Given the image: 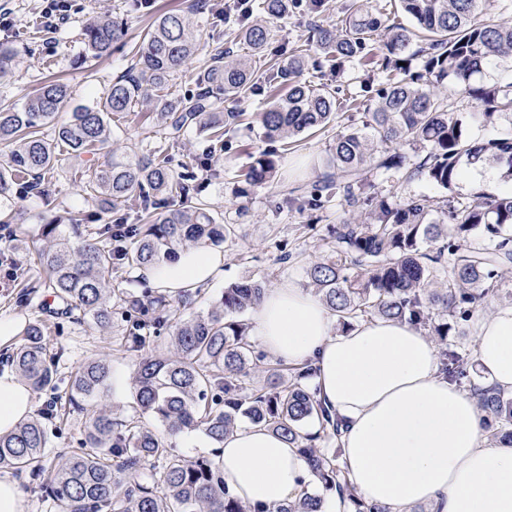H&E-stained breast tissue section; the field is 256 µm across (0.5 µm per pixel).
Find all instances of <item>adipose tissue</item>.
<instances>
[{"instance_id":"1","label":"adipose tissue","mask_w":512,"mask_h":512,"mask_svg":"<svg viewBox=\"0 0 512 512\" xmlns=\"http://www.w3.org/2000/svg\"><path fill=\"white\" fill-rule=\"evenodd\" d=\"M224 272L221 252L195 247L172 262L141 269L164 293L196 290ZM325 303L288 283L265 291L252 313L264 351L290 363H312L319 395L342 421L343 465L366 501L383 512H512V447L493 445L468 391L439 373L434 342L389 319L342 332ZM477 384L512 395V304L475 324ZM33 412L30 389L0 374V435ZM224 481L251 506L295 499L316 479L299 450L265 426L247 424L218 450Z\"/></svg>"}]
</instances>
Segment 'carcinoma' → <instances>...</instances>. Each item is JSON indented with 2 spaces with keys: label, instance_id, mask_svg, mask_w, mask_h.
<instances>
[{
  "label": "carcinoma",
  "instance_id": "obj_1",
  "mask_svg": "<svg viewBox=\"0 0 512 512\" xmlns=\"http://www.w3.org/2000/svg\"><path fill=\"white\" fill-rule=\"evenodd\" d=\"M479 0H398L391 13L373 14L349 0L343 17L330 27L315 28L316 43L334 72L367 54L381 57L393 71L375 90L374 108L336 135L324 180L298 199L314 208L323 195H339L349 217L329 226L324 255L309 263L306 275L315 295L348 327L360 320L387 318L427 331L440 346V373L449 383L467 387L477 399L488 438L512 446V395L471 384L466 353L448 342L456 327L472 321L498 296L503 277L512 272V192L500 196L451 197L436 206L426 196L397 202L388 195H366L362 187L373 169L406 170V178L424 176L448 189L460 177V162L490 160L507 164L512 180V131L487 141L465 135L466 120L448 111L449 92L482 108L472 118L487 125L512 111V84L501 87L477 81L484 69H497L512 57V23L479 19ZM263 17L240 29L239 41L259 62L218 50L198 73L200 92L193 98L153 100L146 86L164 90L200 47V34L180 13H163L144 32L138 60L105 89L94 107L79 106L57 121L70 93L54 80L30 96L22 108L0 105V144L9 147L0 164V200L43 182L60 157L96 154L110 142L109 118L140 102L153 108L157 126L173 135L194 123L220 142L243 113L216 117L213 94L226 98L242 92H265L270 101L256 121L269 141H288L328 124L342 102L328 83L297 80L307 60L295 50L288 60L266 57L271 28L288 0H261ZM85 58L109 55L122 30L108 18H96L83 30ZM420 38L421 70L411 69L412 42ZM53 127V136L43 128ZM419 146L424 157L413 167L399 152ZM280 155H252L236 188L247 197L278 174ZM194 171L173 172L159 157H114L83 172L82 190L99 205L94 226L80 231L89 216L67 212L68 224H46L32 241L44 284L52 290L54 314L91 329L112 326V288L107 276L120 267L142 268L165 260L188 243L218 245L234 233L199 206L149 209L151 197L187 199L199 190ZM133 210L145 224L112 223V214ZM265 292V282L245 276L224 288L204 314L183 321L180 307L195 303L200 290L186 291L173 305L168 296L123 292L130 313L124 347L136 357L132 376L135 416L117 421L101 406L87 422L80 451L59 455L51 465L45 496L58 512H263L244 505L224 483L214 457L186 458L143 427L138 417L152 415L171 437L200 431L224 443L241 421L262 424L299 448L318 482L347 498L353 512H383L351 487L339 462L341 421L309 385L315 368L309 362L290 368L288 383L272 375L254 381L264 355L256 350L250 326L241 319ZM171 331L166 353L146 352L150 338ZM23 343L11 354L12 366L33 389L54 387L56 363L47 357L45 324L24 328ZM112 378L106 360L80 367L70 380L72 399L96 402ZM49 409L0 435V470H46ZM310 420L314 433L304 430ZM323 498L307 492L275 512H320Z\"/></svg>",
  "mask_w": 512,
  "mask_h": 512
}]
</instances>
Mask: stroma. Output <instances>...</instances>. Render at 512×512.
<instances>
[{
  "instance_id": "stroma-1",
  "label": "stroma",
  "mask_w": 512,
  "mask_h": 512,
  "mask_svg": "<svg viewBox=\"0 0 512 512\" xmlns=\"http://www.w3.org/2000/svg\"><path fill=\"white\" fill-rule=\"evenodd\" d=\"M347 0H328L329 8L320 14L311 13L309 0H295L288 15L274 23V38L269 53L290 55L291 51L306 44L314 25L327 26L336 22ZM192 0H69V19L65 25L51 28L42 24L44 0H0V8L9 9L12 25L0 31V42L14 50L8 73L0 78V101L22 104L42 83L51 78L63 80L69 87L70 104L95 105L112 81L123 75L132 62V49L138 44L143 31L154 17L168 11L189 15L191 21L201 25V49L197 57L170 82L167 95L177 98L196 90V77L216 47L233 48L236 54H248L246 45L236 42L235 35L244 24L245 17L236 7L224 6L222 0H207L210 10H225L226 20L220 36H213L204 25L205 17L193 12ZM95 13L109 15L124 30L123 39L114 45L109 56L88 61L84 58L82 30L87 19ZM389 78L388 70L378 62L346 63L335 83L345 93L359 95L363 85L380 88ZM267 96L262 92L249 93L221 100L220 111L239 112L243 118L226 137L225 146H216L207 134L197 128L181 131L176 140H169L157 131L152 114L138 105L131 111L113 115L110 127L112 146L102 150L99 161H107L112 154L141 155L157 152L166 158L169 166L182 169L194 167L200 184L198 196L189 197V204L203 202L223 224L235 225L237 235L220 244L224 255V276L202 291L191 309L182 311L188 319L207 312L217 301L225 286L242 276L251 275L264 281L266 287L276 288L292 281L307 287L306 266L321 256L322 238L326 227L339 223L347 215L338 200L324 202L317 211L287 207L284 200L299 195L325 172L324 159L328 156L337 133L348 123V109L337 111L336 118L322 130L299 142L285 152L281 169L275 181L252 192L248 197H235L239 176L251 161L252 153L265 149L258 124L253 117L263 111ZM82 164L65 159L55 166L41 193H20L8 204L16 216L10 228L0 230V317L10 316L29 322L45 319L46 343L49 354H60L56 386L34 392V411L42 413L51 406H59L61 418L48 421L50 454L75 450L88 418L93 413L91 404H70L68 388L70 375L85 362L105 358L114 370L132 374L135 359L122 347L126 321L121 307L112 309V326L105 331L90 330L85 325L66 320L46 318L44 310L51 306L47 288H38L31 305L19 304L18 297L24 283L19 272L35 275L38 267L34 249L25 240L38 234L41 225L60 221L66 210L76 208L92 214L97 202L81 190ZM366 193H396L400 200L425 195L434 201L448 196L465 197L470 188L456 183L452 190L435 187L421 178L406 179L403 172L377 169L371 171L364 186ZM174 200V207H181ZM289 247L297 255L292 265L279 263L282 247Z\"/></svg>"
}]
</instances>
